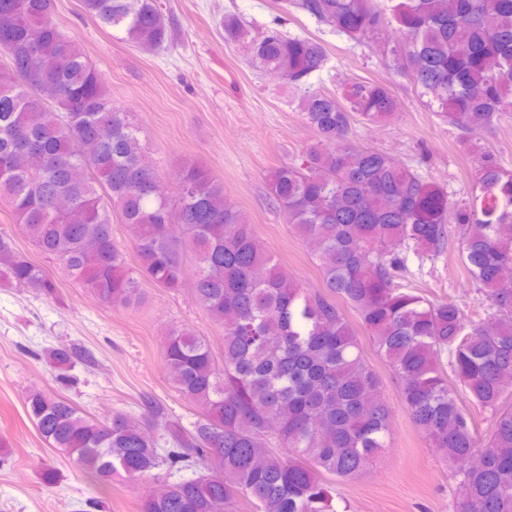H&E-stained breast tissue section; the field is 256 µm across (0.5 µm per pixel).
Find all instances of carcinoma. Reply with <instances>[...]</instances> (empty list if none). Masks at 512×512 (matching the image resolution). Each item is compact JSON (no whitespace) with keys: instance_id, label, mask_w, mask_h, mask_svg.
<instances>
[{"instance_id":"1","label":"carcinoma","mask_w":512,"mask_h":512,"mask_svg":"<svg viewBox=\"0 0 512 512\" xmlns=\"http://www.w3.org/2000/svg\"><path fill=\"white\" fill-rule=\"evenodd\" d=\"M84 10L135 46H167L158 0H82ZM353 46L393 27L396 69L412 74L428 109L465 134L480 166L464 199L396 158L361 148L352 124L397 114L383 83L354 82L341 95L312 89L328 68L321 41L224 17V37L246 60L276 72L298 94L316 135L300 164L268 175L271 197L309 248L324 291L310 293L257 242L252 225L205 169L175 171L183 187L161 196L159 167L143 166L141 128L112 103L100 73L52 19L53 0H0V198L45 256L101 303L142 301L141 281L174 290L192 277L197 302L224 327L210 341L184 327L166 332L167 375L200 409L167 427L169 447L122 414L101 421L42 391L28 414L50 447L99 486L166 468L178 479L141 512H337L325 476L363 475L388 447L391 411L342 307L351 308L400 380L412 422L455 467V512H512V171L481 136L512 112V0H287ZM59 196L71 199L65 212ZM128 226L138 276L113 235ZM460 231L458 257L485 290L490 311L470 320L452 300H430L400 279L409 255L434 257ZM0 276L44 294L53 274L0 236ZM58 369L81 358L49 350ZM450 371H445V367ZM490 413L481 436L462 400Z\"/></svg>"}]
</instances>
